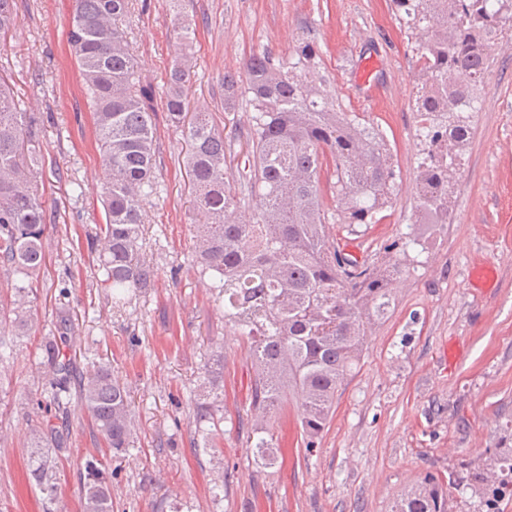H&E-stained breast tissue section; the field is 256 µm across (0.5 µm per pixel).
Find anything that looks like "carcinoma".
Returning <instances> with one entry per match:
<instances>
[{"label": "carcinoma", "instance_id": "obj_1", "mask_svg": "<svg viewBox=\"0 0 512 512\" xmlns=\"http://www.w3.org/2000/svg\"><path fill=\"white\" fill-rule=\"evenodd\" d=\"M393 0L395 11L418 42L420 83L415 107L427 145L416 183L413 224L451 221L450 194L460 150L471 134V112L492 59L497 36L512 30V0ZM131 0H74L68 41L82 79L94 132L107 170L96 246L112 306L148 288L154 265L140 256L143 200L156 193L152 89L141 84L122 23ZM15 0H0V39L16 26ZM191 26L181 25V53L169 71L165 109L181 129L183 166L195 192L197 263L214 275L224 296V316L247 339L254 370L250 407L280 417L288 394L297 397L300 441L310 453L331 420L342 381L360 363L368 325L390 306L389 283L398 266L380 268L345 252L327 232L321 173L330 175L336 223L376 224L397 195L395 164L383 134L327 101L303 76L317 57L300 42L292 55L252 54L244 76H224V110L249 96L251 125L226 133L209 113L190 111ZM245 140L238 153L232 146ZM43 159L36 118L20 108L9 78L0 72V270L22 279L14 284L10 312L19 331L28 329L32 279L44 261L46 209L38 192ZM237 177L238 192L225 191ZM252 220L234 218L240 205ZM67 337L46 336L36 370L47 395V412L29 429L28 471L46 497V512H57L58 484L52 450L64 449L70 401L78 394L97 432L115 455L134 443L135 416L128 393L101 366L77 377L64 352ZM219 409L198 402L197 433L208 443L219 435ZM262 465L282 457L274 435L256 443ZM499 479L480 506L494 512L512 492V448L495 451ZM487 484L486 474L465 482L428 473L401 493L392 512H448V486ZM81 512H112L109 469L87 460L81 482Z\"/></svg>", "mask_w": 512, "mask_h": 512}]
</instances>
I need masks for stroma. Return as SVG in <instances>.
I'll list each match as a JSON object with an SVG mask.
<instances>
[{"label":"stroma","instance_id":"35a3bbf8","mask_svg":"<svg viewBox=\"0 0 512 512\" xmlns=\"http://www.w3.org/2000/svg\"><path fill=\"white\" fill-rule=\"evenodd\" d=\"M197 22L190 106L214 125L248 127L254 109H224V76L242 73L252 52L318 49L311 76L343 111L378 125L395 162L398 194L366 234L336 222L324 193L329 232L375 265H399L387 316L371 325L360 365L340 387L314 455L295 422L266 421L284 463L256 461L248 344L224 316V299L196 264L194 198L181 162L183 136L164 107L167 72L178 53L169 0H133L124 27L138 71L154 90L152 122L158 189L146 199L142 256L157 276L123 307L107 302L88 240L105 215L107 179L68 43L71 0H16L18 24L0 40V69L21 108L38 119L45 157L40 192L48 214L45 261L30 304L33 328L14 336L0 379V512H43L27 475V432L37 419L38 346L57 311L71 321L66 348L80 373L100 365L129 392L136 438L115 463L114 512H390L426 472L491 466L512 447V34L497 44L481 104L461 151L451 224L402 250L414 207L424 141L414 107L418 54L391 0H181ZM378 67L356 82L365 59ZM488 262L490 287L471 280ZM222 407L216 447H200L196 401ZM57 460L58 506L80 512L79 474L90 456L109 457L87 411Z\"/></svg>","mask_w":512,"mask_h":512}]
</instances>
